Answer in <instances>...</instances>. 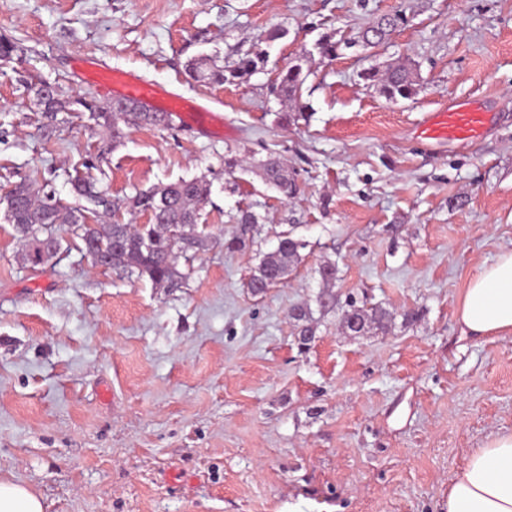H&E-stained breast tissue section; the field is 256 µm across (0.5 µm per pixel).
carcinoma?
Returning <instances> with one entry per match:
<instances>
[{"label": "carcinoma", "mask_w": 512, "mask_h": 512, "mask_svg": "<svg viewBox=\"0 0 512 512\" xmlns=\"http://www.w3.org/2000/svg\"><path fill=\"white\" fill-rule=\"evenodd\" d=\"M403 16H383L362 28L355 36L343 41H334L326 36L318 43L321 57L332 59L339 55L341 46L375 47L400 23ZM268 61V52L255 46L250 52L234 61H226L219 66L205 59H194L188 63L190 75L202 81L216 84H239L263 69ZM365 78L377 83L379 92L386 98L396 101L410 99L417 94V83L411 68L403 64L388 70L386 77H377V72L365 74ZM305 81L301 64H294L281 71L278 76V96L295 104L302 111L301 88ZM49 83L40 81L28 86L33 93V103L42 113L46 124L45 132L55 129L57 116L61 112H88L94 125L112 132V144L116 147L123 137L119 123L166 127L169 117L159 112H149L143 107L129 103L119 109L103 108L88 95H65L57 90H47ZM264 179L284 197H292L297 190L295 178L279 162L269 159L259 163ZM71 193L78 201L87 205L71 206L59 198H50V182L38 188L22 181L16 184L5 196L7 221L12 224L24 245L32 238L43 237L47 242L46 258L50 259L61 247L59 232L70 236L72 242H85L91 239L97 250L108 257L106 268L116 269L139 278L148 279L155 287L169 291L182 287L185 273L178 268V260L191 251L196 252L206 246L209 233L199 227L198 205L210 193V184L203 178L179 180L168 184L139 191L125 200H113L105 191L97 187L90 177L69 178ZM146 212L150 215L148 224H120L114 222L103 228L87 226V218L112 215L121 208ZM258 218L249 209H241L237 215L238 233L224 241V248L234 251L245 246ZM304 243L290 238L273 251L266 253L252 274L248 288L259 294L281 283L288 270L300 260V249ZM387 313L377 308L358 306L351 301L342 315L343 326L352 336H361L372 324L382 325ZM292 319L298 329L300 346L311 342L314 330L311 327V312L307 308H297Z\"/></svg>", "instance_id": "1"}]
</instances>
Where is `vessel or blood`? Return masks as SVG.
Instances as JSON below:
<instances>
[{
  "label": "vessel or blood",
  "instance_id": "b4317fda",
  "mask_svg": "<svg viewBox=\"0 0 512 512\" xmlns=\"http://www.w3.org/2000/svg\"><path fill=\"white\" fill-rule=\"evenodd\" d=\"M102 92L111 103L134 101L140 105L177 116L181 121L209 130L214 125L209 108L194 98H186L153 83L132 71H108L100 80ZM487 123V115L470 103H455L431 113L426 124L429 138L472 142L478 139Z\"/></svg>",
  "mask_w": 512,
  "mask_h": 512
}]
</instances>
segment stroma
<instances>
[{
  "label": "stroma",
  "instance_id": "obj_1",
  "mask_svg": "<svg viewBox=\"0 0 512 512\" xmlns=\"http://www.w3.org/2000/svg\"><path fill=\"white\" fill-rule=\"evenodd\" d=\"M395 12L380 47L315 49ZM271 30L248 82L189 75ZM0 34L18 44L0 63V199L24 180L70 203L75 175L121 200L203 176L211 235L169 291L75 246L23 261L0 203V479L44 512H444L473 448L512 431V338L463 337L457 317L470 277L512 249V0H0ZM91 54L203 96L230 134L175 117L124 128L109 152V131L62 112L45 136L28 83L95 93L76 67ZM295 63L303 111L288 119L274 87ZM399 63L417 93L391 101L365 74ZM463 100L489 114L479 140L420 138ZM270 157L293 198L260 175ZM242 209L258 224L226 251ZM283 232L305 242L300 261L251 294ZM351 298L389 312L385 327L344 333ZM297 307L312 312L304 350Z\"/></svg>",
  "mask_w": 512,
  "mask_h": 512
}]
</instances>
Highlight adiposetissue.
I'll return each mask as SVG.
<instances>
[{"label":"adipose tissue","mask_w":512,"mask_h":512,"mask_svg":"<svg viewBox=\"0 0 512 512\" xmlns=\"http://www.w3.org/2000/svg\"><path fill=\"white\" fill-rule=\"evenodd\" d=\"M464 336H512V250L482 266L458 310ZM446 512H512V432L493 433L474 449L448 487Z\"/></svg>","instance_id":"1"}]
</instances>
